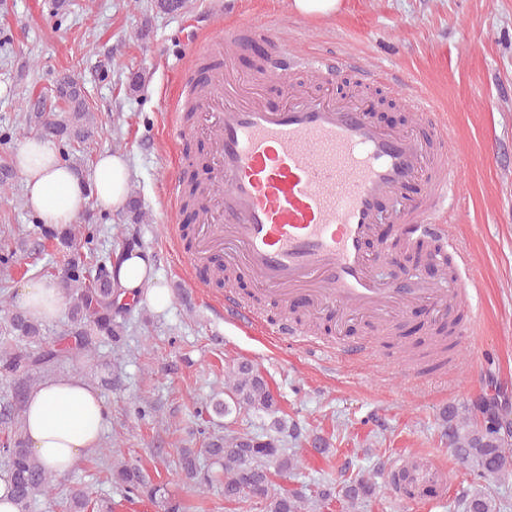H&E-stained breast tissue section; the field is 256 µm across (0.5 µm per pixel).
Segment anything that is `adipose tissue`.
<instances>
[{
	"mask_svg": "<svg viewBox=\"0 0 512 512\" xmlns=\"http://www.w3.org/2000/svg\"><path fill=\"white\" fill-rule=\"evenodd\" d=\"M26 181V206L47 224L79 223L88 205L105 212L124 209L129 165L124 155L98 157L89 176L80 177L47 140L31 136L15 156ZM119 301L147 300L166 307L170 294L156 279L149 259L138 251L118 256L111 268ZM19 309L50 320L64 301L50 282H29L16 298ZM25 434L30 451L54 474L63 475L97 448L109 421L108 409L98 391L82 379L66 374L44 380L28 393Z\"/></svg>",
	"mask_w": 512,
	"mask_h": 512,
	"instance_id": "obj_1",
	"label": "adipose tissue"
}]
</instances>
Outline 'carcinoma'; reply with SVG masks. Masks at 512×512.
Wrapping results in <instances>:
<instances>
[{"label":"carcinoma","instance_id":"cac0c4a2","mask_svg":"<svg viewBox=\"0 0 512 512\" xmlns=\"http://www.w3.org/2000/svg\"><path fill=\"white\" fill-rule=\"evenodd\" d=\"M57 96L63 102L59 109L33 108L30 119L37 122L41 134L83 143L95 133V118L90 112L84 87L69 72L56 80ZM45 236L67 248L77 247L81 231L74 227L44 228ZM58 286L74 300L71 311L75 349L91 353L96 339L106 336L119 341L122 325L113 319L115 288L109 276L97 277L80 257H72L58 273ZM7 298H0V311L8 310V319L0 325V370L15 377L12 401L4 405L0 422L5 433L0 436V456L7 461L10 499L17 512H29L31 503L54 490V474L29 451L23 435L26 392L35 376L63 363L68 350L44 345L38 320L16 309H8ZM217 417H226L243 409L275 412V400L260 372L248 362H239L224 375V398L210 404ZM508 419L494 417L487 425L475 418H466L448 426L456 455L466 464L473 480L501 478L512 475V442L504 438ZM209 456L224 470V498L241 503L257 491L264 502L265 512H307L309 499L297 493L277 491L270 476L283 474L298 466V458L289 452L285 442L277 437L262 440L247 432H228L215 436L206 448ZM176 466L198 486L210 482L209 474L198 468L190 449H183ZM112 479L125 491L153 499L160 488L135 467L122 461L112 462ZM372 485L363 478L346 490L350 506L360 497L370 495ZM91 502L84 492L74 491L66 512H88ZM463 512H497L496 501L480 489L462 499Z\"/></svg>","mask_w":512,"mask_h":512}]
</instances>
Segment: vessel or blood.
<instances>
[{
    "mask_svg": "<svg viewBox=\"0 0 512 512\" xmlns=\"http://www.w3.org/2000/svg\"><path fill=\"white\" fill-rule=\"evenodd\" d=\"M256 37L274 41L278 34L238 20L205 39L219 67L193 131L213 146L210 195L217 206L199 219L190 266L232 250V263L267 294L331 307L343 321L355 311L388 319L413 303L445 299L441 288L417 279L378 280L370 251L383 201L400 199L408 183L422 180L425 197L403 202L389 220L403 233L435 242V261L447 260V199L457 185L448 127L434 106L422 96L406 97L418 127L390 129L359 102H336L286 85L296 70L320 81L335 69L356 67L350 56L332 67L318 57H276L269 72L285 85L282 100L272 105L258 95L242 97L224 70L235 49ZM281 334L309 355L324 350L303 329L286 326ZM385 478L406 503L419 500L422 491L439 497L447 489L444 467L422 455L393 461Z\"/></svg>",
    "mask_w": 512,
    "mask_h": 512,
    "instance_id": "b4317fda",
    "label": "vessel or blood"
}]
</instances>
